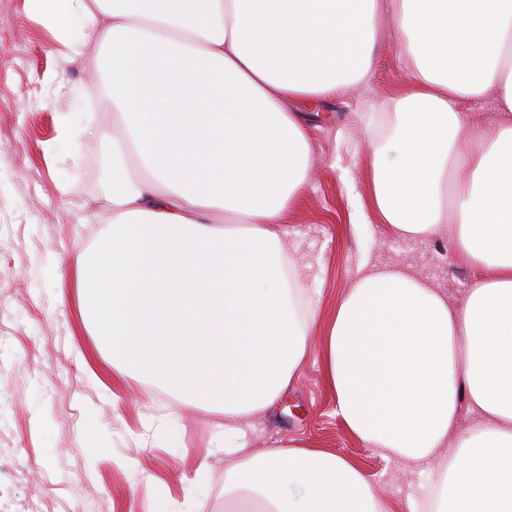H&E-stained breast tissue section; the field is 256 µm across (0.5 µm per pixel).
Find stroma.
<instances>
[{
    "mask_svg": "<svg viewBox=\"0 0 512 512\" xmlns=\"http://www.w3.org/2000/svg\"><path fill=\"white\" fill-rule=\"evenodd\" d=\"M63 52L25 0H0V512H177L186 477L198 481L193 512H225L224 456L215 450L223 415L113 369L72 306V273L112 218V104L97 108L99 134L64 135L96 82L88 56ZM405 78L388 17L369 77L327 98L309 122L312 164L288 210L284 251L317 326L287 396L243 423L252 451L294 440L351 459L392 512L422 499L426 476L350 432L322 356L335 307L360 272L399 269L452 305L472 282L448 246L453 225L429 239L400 236L371 197L370 162Z\"/></svg>",
    "mask_w": 512,
    "mask_h": 512,
    "instance_id": "35a3bbf8",
    "label": "stroma"
}]
</instances>
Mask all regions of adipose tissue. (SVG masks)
Segmentation results:
<instances>
[{
	"instance_id": "ef3b65f1",
	"label": "adipose tissue",
	"mask_w": 512,
	"mask_h": 512,
	"mask_svg": "<svg viewBox=\"0 0 512 512\" xmlns=\"http://www.w3.org/2000/svg\"><path fill=\"white\" fill-rule=\"evenodd\" d=\"M27 2L57 33H91L123 128L76 306L113 368L223 414L229 512H390L349 459L296 441L251 453L240 423L287 392L316 322L283 261L303 113L363 82L382 17L397 20V159L375 153L373 199L402 236L454 223L474 276L453 306L395 268L360 276L327 331L326 381L364 444L420 466L468 404L433 510L512 512V0ZM489 95L491 131L468 110Z\"/></svg>"
}]
</instances>
